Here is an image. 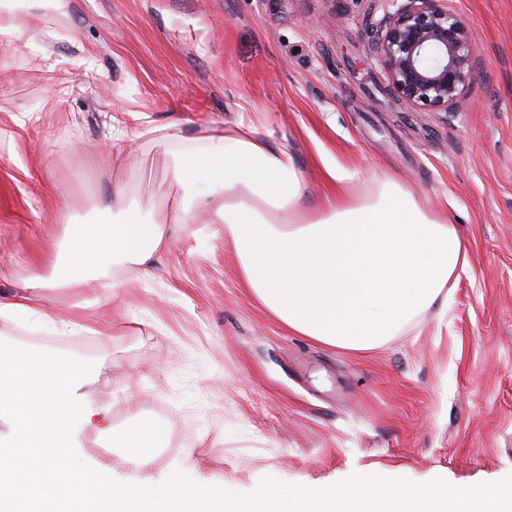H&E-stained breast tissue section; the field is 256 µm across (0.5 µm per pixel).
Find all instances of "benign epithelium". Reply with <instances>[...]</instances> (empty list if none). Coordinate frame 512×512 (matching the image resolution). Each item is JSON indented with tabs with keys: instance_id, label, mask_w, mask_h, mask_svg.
Returning <instances> with one entry per match:
<instances>
[{
	"instance_id": "benign-epithelium-1",
	"label": "benign epithelium",
	"mask_w": 512,
	"mask_h": 512,
	"mask_svg": "<svg viewBox=\"0 0 512 512\" xmlns=\"http://www.w3.org/2000/svg\"><path fill=\"white\" fill-rule=\"evenodd\" d=\"M371 48L399 100L448 115L467 107L478 54L468 21L436 0H376Z\"/></svg>"
}]
</instances>
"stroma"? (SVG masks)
Returning <instances> with one entry per match:
<instances>
[{
	"mask_svg": "<svg viewBox=\"0 0 512 512\" xmlns=\"http://www.w3.org/2000/svg\"><path fill=\"white\" fill-rule=\"evenodd\" d=\"M480 58L467 111L441 117L389 91L368 45L373 0H65L48 37L16 44L0 82V299L47 276L64 223L106 218L113 184L163 216L177 188L157 140L251 122L288 149L307 208L366 194L387 174L458 225L469 265L383 348L358 354L298 335L245 288L221 222L170 224L172 245L122 304L99 288H50L96 335L0 320V340L94 362L82 391L110 430L74 432L83 461L127 482L181 470L247 494L262 478L318 488L352 473L456 486L512 473V0H451ZM144 118L130 154L88 174L116 115ZM18 141H11L10 133ZM352 181L336 186L328 171ZM65 188L67 215L55 206ZM145 413L174 454L139 465L117 437Z\"/></svg>",
	"mask_w": 512,
	"mask_h": 512,
	"instance_id": "35a3bbf8",
	"label": "stroma"
}]
</instances>
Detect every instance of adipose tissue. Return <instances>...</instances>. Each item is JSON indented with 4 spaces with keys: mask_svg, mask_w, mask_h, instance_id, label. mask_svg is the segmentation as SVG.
Instances as JSON below:
<instances>
[{
    "mask_svg": "<svg viewBox=\"0 0 512 512\" xmlns=\"http://www.w3.org/2000/svg\"><path fill=\"white\" fill-rule=\"evenodd\" d=\"M173 159L180 196L163 219H143L124 185L112 187V221L65 225L63 242L45 260L49 277H32L15 299L0 301V319L33 320L59 336L92 331L87 321L58 318L49 288L98 282L114 296L117 274L147 268L170 244L169 224L190 212L219 217L239 259V277L257 301L289 330L318 343L366 352L410 327L469 264L468 242L388 177L356 199L337 196L318 212L303 206L305 180L293 155L272 148L253 124L236 123L193 137L161 139ZM123 445L143 463L166 447L158 421L128 422Z\"/></svg>",
    "mask_w": 512,
    "mask_h": 512,
    "instance_id": "obj_1",
    "label": "adipose tissue"
}]
</instances>
